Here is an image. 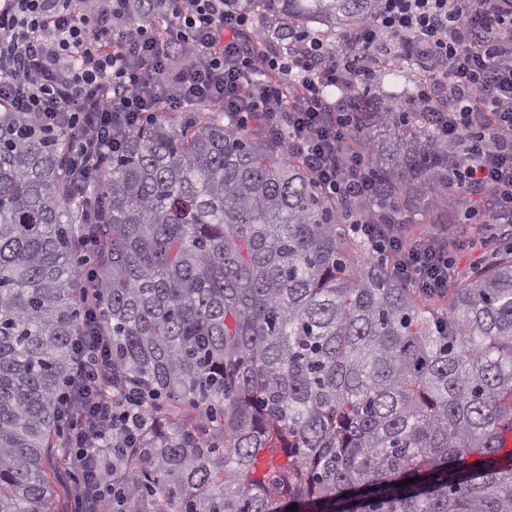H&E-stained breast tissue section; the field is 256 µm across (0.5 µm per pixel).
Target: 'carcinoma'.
Here are the masks:
<instances>
[{"instance_id": "carcinoma-1", "label": "carcinoma", "mask_w": 512, "mask_h": 512, "mask_svg": "<svg viewBox=\"0 0 512 512\" xmlns=\"http://www.w3.org/2000/svg\"><path fill=\"white\" fill-rule=\"evenodd\" d=\"M378 6L224 0L267 20L256 55L301 30L341 44L312 24ZM346 107L370 185L352 200L203 100L140 125L78 193L64 137L0 109V512H50L61 388L102 339L147 426L86 468L91 512H512L494 447L512 424V249L445 291L409 287L347 218L408 224L437 198L454 213L464 156L423 112L356 88ZM278 443L287 462L258 476Z\"/></svg>"}]
</instances>
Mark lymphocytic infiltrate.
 I'll return each mask as SVG.
<instances>
[{
    "mask_svg": "<svg viewBox=\"0 0 512 512\" xmlns=\"http://www.w3.org/2000/svg\"><path fill=\"white\" fill-rule=\"evenodd\" d=\"M247 28V14L225 10L224 0H98L84 9L74 0H0V105L65 132L70 168L94 174L160 106L231 103L240 124L283 141L323 188L350 197L364 191L363 157L345 150L354 126L325 90L357 86L395 43L425 76L412 107L434 117L449 149L466 151L457 188L496 223L512 224V0H381L346 48L305 32L284 57L253 55ZM272 72L299 79L302 97L284 101L265 79ZM352 223L353 233L388 242L418 287L447 288L446 235L405 241L364 218ZM105 365L102 350H88L71 382L82 394L73 444L83 465L146 425L136 403L118 425L86 418Z\"/></svg>",
    "mask_w": 512,
    "mask_h": 512,
    "instance_id": "1",
    "label": "lymphocytic infiltrate"
}]
</instances>
